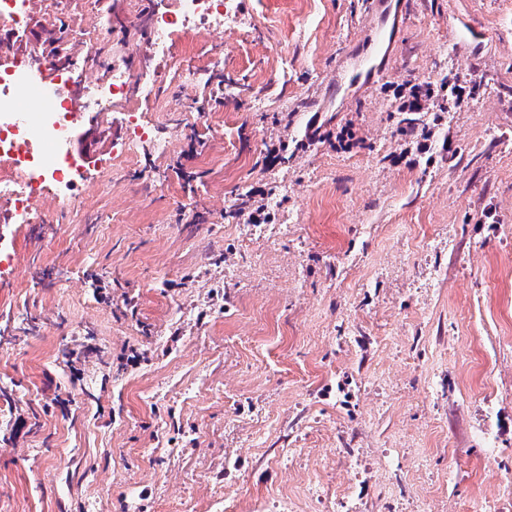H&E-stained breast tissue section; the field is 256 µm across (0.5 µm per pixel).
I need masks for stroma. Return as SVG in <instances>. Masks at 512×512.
Segmentation results:
<instances>
[{
    "mask_svg": "<svg viewBox=\"0 0 512 512\" xmlns=\"http://www.w3.org/2000/svg\"><path fill=\"white\" fill-rule=\"evenodd\" d=\"M26 2L11 55L134 84L79 205L0 195V512H512V0H405L354 95L368 0H228L166 57L172 0ZM383 76L384 71L379 68V64H375L368 59L361 60L352 69L344 71L338 91H341L347 85L348 92H362L372 87ZM434 92V89L429 84L413 85L408 99L403 102L405 112H428Z\"/></svg>",
    "mask_w": 512,
    "mask_h": 512,
    "instance_id": "obj_1",
    "label": "stroma"
}]
</instances>
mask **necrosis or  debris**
Instances as JSON below:
<instances>
[{
	"label": "necrosis or debris",
	"instance_id": "necrosis-or-debris-1",
	"mask_svg": "<svg viewBox=\"0 0 512 512\" xmlns=\"http://www.w3.org/2000/svg\"><path fill=\"white\" fill-rule=\"evenodd\" d=\"M223 23L224 0H174L149 26L158 51L164 52L190 26ZM71 70V64L54 59L40 70L29 59L0 69V184L18 187L10 210L15 223L27 221L38 194L72 190L82 166L80 158L62 150L45 162L34 149L44 138L66 142L72 130Z\"/></svg>",
	"mask_w": 512,
	"mask_h": 512
}]
</instances>
